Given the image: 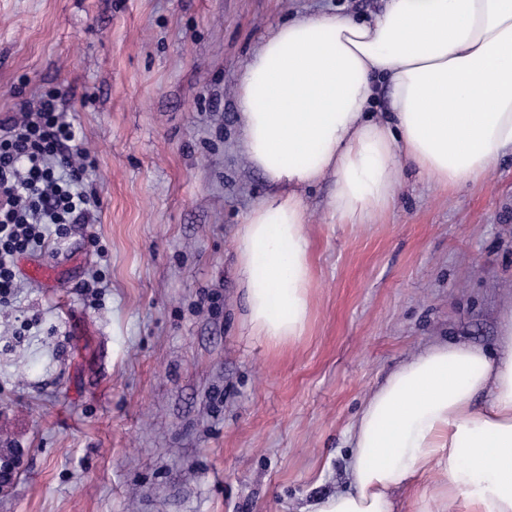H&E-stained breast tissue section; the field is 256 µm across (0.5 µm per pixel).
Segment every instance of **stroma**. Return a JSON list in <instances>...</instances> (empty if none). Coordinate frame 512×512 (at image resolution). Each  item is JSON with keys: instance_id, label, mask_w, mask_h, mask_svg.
Masks as SVG:
<instances>
[{"instance_id": "35a3bbf8", "label": "stroma", "mask_w": 512, "mask_h": 512, "mask_svg": "<svg viewBox=\"0 0 512 512\" xmlns=\"http://www.w3.org/2000/svg\"><path fill=\"white\" fill-rule=\"evenodd\" d=\"M385 0H0V116L49 89L101 198L0 307V512H301L348 490L345 433L430 343L496 350L512 314V154L444 189L404 168L373 224L310 187L309 331L250 335L235 239L265 195L237 130L266 33ZM22 269L28 277L42 283L56 280L62 271L59 265L48 260L29 262L23 265Z\"/></svg>"}]
</instances>
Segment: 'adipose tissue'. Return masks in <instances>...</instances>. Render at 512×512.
I'll return each instance as SVG.
<instances>
[{
    "label": "adipose tissue",
    "instance_id": "1",
    "mask_svg": "<svg viewBox=\"0 0 512 512\" xmlns=\"http://www.w3.org/2000/svg\"><path fill=\"white\" fill-rule=\"evenodd\" d=\"M236 97L243 148L269 186L236 237L239 283L252 335L280 350L311 320L306 188L331 179L338 223L370 224L403 166L449 189L512 151V0H387L369 20L292 19L267 32ZM501 333L496 354L436 343L394 367L349 430L352 490L308 512H398L411 495L421 512H512V315Z\"/></svg>",
    "mask_w": 512,
    "mask_h": 512
}]
</instances>
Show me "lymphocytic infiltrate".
Here are the masks:
<instances>
[{
    "instance_id": "1",
    "label": "lymphocytic infiltrate",
    "mask_w": 512,
    "mask_h": 512,
    "mask_svg": "<svg viewBox=\"0 0 512 512\" xmlns=\"http://www.w3.org/2000/svg\"><path fill=\"white\" fill-rule=\"evenodd\" d=\"M52 90L21 101L0 119V305L17 286L16 259L65 239L68 227L86 223L100 198L88 173L95 161Z\"/></svg>"
}]
</instances>
